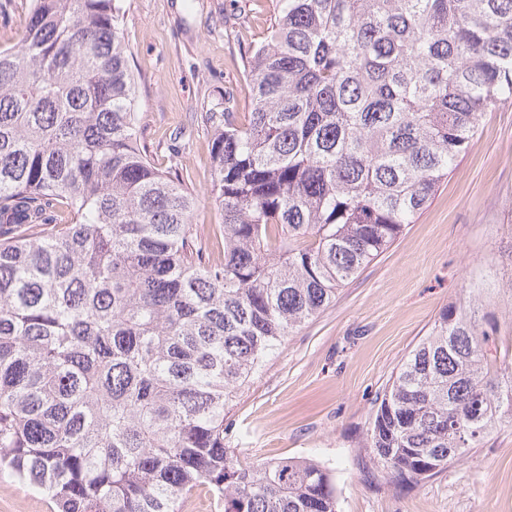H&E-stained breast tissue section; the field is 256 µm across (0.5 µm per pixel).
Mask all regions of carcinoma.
I'll return each instance as SVG.
<instances>
[{
	"instance_id": "carcinoma-1",
	"label": "carcinoma",
	"mask_w": 512,
	"mask_h": 512,
	"mask_svg": "<svg viewBox=\"0 0 512 512\" xmlns=\"http://www.w3.org/2000/svg\"><path fill=\"white\" fill-rule=\"evenodd\" d=\"M224 100L211 198L141 144L121 0H31L0 48V473L57 512H336L315 460L246 463L224 417L295 329L416 223L512 100V0H273ZM464 289L369 418L418 484L512 427V354Z\"/></svg>"
}]
</instances>
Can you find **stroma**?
<instances>
[{"label":"stroma","instance_id":"obj_1","mask_svg":"<svg viewBox=\"0 0 512 512\" xmlns=\"http://www.w3.org/2000/svg\"><path fill=\"white\" fill-rule=\"evenodd\" d=\"M124 29L138 78L140 136L166 158L189 133L182 164L201 204L193 221L212 237L209 199L220 96L245 107L248 48L268 34L271 0H125ZM512 251V104L489 113L416 223L340 289L334 304L288 336L228 415L225 447L241 458H312L336 477V512H512V427L417 486L377 472L365 448L369 413L405 356L481 270L502 280ZM41 491L0 475V512H53Z\"/></svg>","mask_w":512,"mask_h":512}]
</instances>
